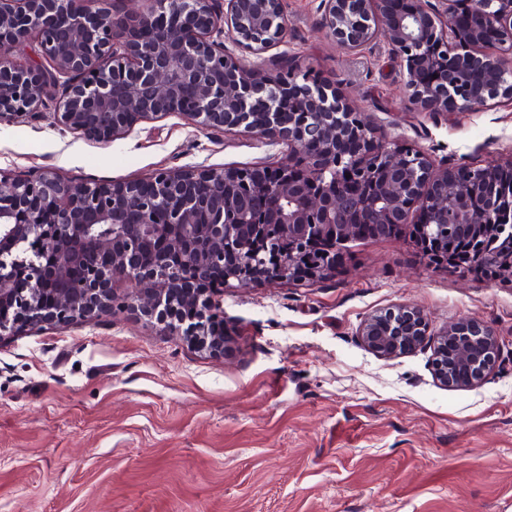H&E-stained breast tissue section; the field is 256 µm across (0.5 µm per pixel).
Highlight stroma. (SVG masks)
<instances>
[{"label": "stroma", "instance_id": "35a3bbf8", "mask_svg": "<svg viewBox=\"0 0 512 512\" xmlns=\"http://www.w3.org/2000/svg\"><path fill=\"white\" fill-rule=\"evenodd\" d=\"M288 43L246 64L335 85L393 143L449 164L512 163V101L413 109L384 38L349 52L322 0H282ZM248 133L164 115L104 145L50 118L0 122V171L126 181L180 166L276 162ZM419 308L431 333L488 325L479 386L446 389L430 345L386 359L357 332ZM223 355L131 308L0 338V512H512V277L437 268L409 232L354 244L311 285L224 291Z\"/></svg>", "mask_w": 512, "mask_h": 512}]
</instances>
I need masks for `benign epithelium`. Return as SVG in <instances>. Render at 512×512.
Returning <instances> with one entry per match:
<instances>
[{"label": "benign epithelium", "instance_id": "7a95c632", "mask_svg": "<svg viewBox=\"0 0 512 512\" xmlns=\"http://www.w3.org/2000/svg\"><path fill=\"white\" fill-rule=\"evenodd\" d=\"M135 23L107 0H0V121L50 114L109 144L138 121L178 113L283 148L276 166L157 171L128 182H73L46 169L0 172V338L126 307L212 355L224 354V287L336 273L350 244L411 225L437 267L512 275V188L504 167H450L392 146L366 112L296 67L252 70L224 38L261 57L284 45L281 0H138ZM322 25L347 50L382 36L409 104L445 115L512 100V0H323ZM32 45L25 63L13 49ZM190 266L195 278H182ZM127 276L140 288L116 294ZM423 312L368 315L358 336L393 358L420 347ZM497 336L471 319L433 348L439 385H480Z\"/></svg>", "mask_w": 512, "mask_h": 512}]
</instances>
